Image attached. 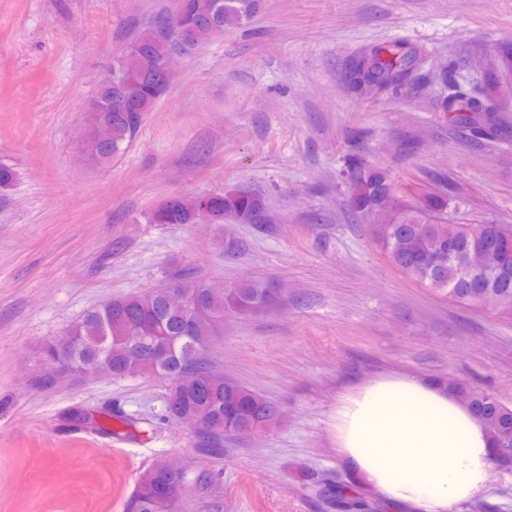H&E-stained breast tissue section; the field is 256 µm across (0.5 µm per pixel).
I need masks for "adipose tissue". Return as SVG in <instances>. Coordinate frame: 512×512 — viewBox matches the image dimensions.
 I'll return each instance as SVG.
<instances>
[{"instance_id": "1", "label": "adipose tissue", "mask_w": 512, "mask_h": 512, "mask_svg": "<svg viewBox=\"0 0 512 512\" xmlns=\"http://www.w3.org/2000/svg\"><path fill=\"white\" fill-rule=\"evenodd\" d=\"M336 452L377 497L413 512H450L485 497L492 440L447 383L390 373L336 407Z\"/></svg>"}]
</instances>
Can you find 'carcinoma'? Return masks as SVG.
<instances>
[{
  "mask_svg": "<svg viewBox=\"0 0 512 512\" xmlns=\"http://www.w3.org/2000/svg\"><path fill=\"white\" fill-rule=\"evenodd\" d=\"M259 0H185L184 13L174 17L161 13L151 29L157 38L144 47L125 53L118 68L99 84L105 111L89 113L84 150L98 164L112 159L122 146L138 133L145 116L164 94L160 65L170 54L191 53L201 45L210 26L223 29L241 25L258 8ZM417 63L416 51L401 44L371 49L356 59L350 69L352 87L373 97L404 85ZM500 80L512 78V49L504 48L491 61ZM452 114L454 122L474 139L497 135L499 118L494 100L485 91L448 81V94L439 103ZM350 208L359 217L375 224L376 235L391 262L402 272L430 288L444 292L461 303L512 312V226L494 222L448 223V190L440 187L409 198L383 170L367 165L362 158L351 159L346 171ZM214 224H265V200L251 192L176 196L169 205L151 211L152 224H197L201 209ZM492 251L500 266L476 276H466L481 251ZM191 301L207 305L215 324L224 321V312L235 306L242 313L252 304L275 302L279 295L263 280L244 279L228 294L208 286L206 280L190 271H180L173 279ZM211 335L196 327L187 308L171 309L162 290L109 299L88 310L66 336L43 344L38 356L53 359L59 349L74 352L85 365L106 364L112 376L134 373L158 375L171 381L166 411L176 420L194 412L206 423L203 443L211 446L224 441V414L231 407L236 434L248 435L277 423V406L224 377L205 355V348L194 337ZM139 340L165 344L172 355L164 360L149 349L134 353ZM468 406L483 421L495 448H512V409L497 398L475 392ZM172 476L167 461L157 460L141 474L129 501L128 512H175L177 499L170 495ZM319 494L334 512H359L362 500L375 503L378 512L393 507L378 498L358 493L349 486L322 484Z\"/></svg>",
  "mask_w": 512,
  "mask_h": 512,
  "instance_id": "cac0c4a2",
  "label": "carcinoma"
}]
</instances>
